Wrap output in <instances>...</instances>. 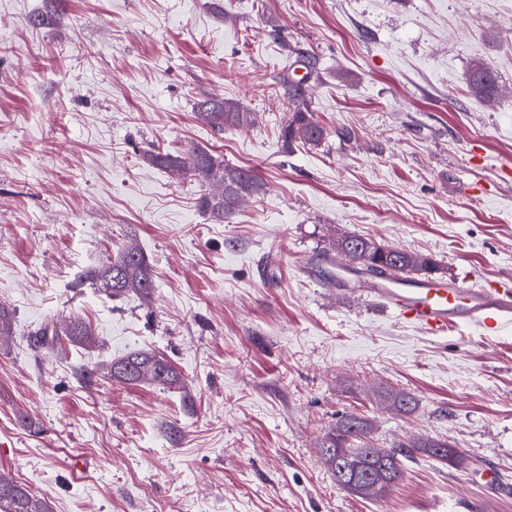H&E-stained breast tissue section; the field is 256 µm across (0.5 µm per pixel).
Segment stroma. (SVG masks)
Wrapping results in <instances>:
<instances>
[{"mask_svg": "<svg viewBox=\"0 0 512 512\" xmlns=\"http://www.w3.org/2000/svg\"><path fill=\"white\" fill-rule=\"evenodd\" d=\"M299 48L318 146L282 139ZM205 96L255 125L215 133ZM196 146L263 193L211 221L204 186L145 158ZM331 229L512 278V0H0V476L53 512H512V326L431 336L338 290ZM129 245L151 300L86 278ZM53 316L95 344H34ZM132 351L179 384L112 380ZM350 412L376 447L428 435L468 465L421 453L386 499L350 495L317 448ZM470 92L479 98H492L498 89L497 77L491 67L482 61L476 62L469 75ZM376 394L379 396L380 401L398 414H412L416 409L414 397L403 390L386 388L381 392L377 391Z\"/></svg>", "mask_w": 512, "mask_h": 512, "instance_id": "35a3bbf8", "label": "stroma"}]
</instances>
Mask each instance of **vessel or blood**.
Masks as SVG:
<instances>
[{"instance_id": "obj_1", "label": "vessel or blood", "mask_w": 512, "mask_h": 512, "mask_svg": "<svg viewBox=\"0 0 512 512\" xmlns=\"http://www.w3.org/2000/svg\"><path fill=\"white\" fill-rule=\"evenodd\" d=\"M359 285L361 295L385 305L398 320L435 336L452 325L496 330L512 322V281L487 280L471 287L432 277L392 282L369 275L360 277Z\"/></svg>"}]
</instances>
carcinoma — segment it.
<instances>
[{
    "label": "carcinoma",
    "mask_w": 512,
    "mask_h": 512,
    "mask_svg": "<svg viewBox=\"0 0 512 512\" xmlns=\"http://www.w3.org/2000/svg\"><path fill=\"white\" fill-rule=\"evenodd\" d=\"M297 55L306 70L305 77L284 75L278 82L281 95L290 105L282 128L283 139L288 146L296 142L318 146L327 132L315 120L307 104V80L317 73V59L301 49L297 50ZM469 87L470 92L479 98L488 99L495 95L497 77L488 64L482 61L473 64ZM195 116L219 134L228 128H246L256 122V113L224 97L198 101ZM147 160L162 169L217 187V191L200 196L198 205L219 223L231 218L243 200L262 193L265 188V183L254 170L231 167L206 147L197 146L182 153L151 151ZM326 240L328 244L324 253L334 252L344 257L360 274L392 279L409 273L429 274L435 267L434 260L427 254L390 247L371 238L334 233L327 235ZM86 278L110 297L132 292L147 298L153 289L151 267L144 254L133 248L122 251L117 258L88 273ZM92 336V328L80 319L62 323L52 318L34 332L35 341L41 345H55L62 337L72 343L85 344L92 340ZM110 373L112 379L125 384L153 382L173 385L179 382L176 371L163 357L143 351L112 361ZM377 395L398 414H411L416 409L414 397L403 390L386 388ZM372 432L370 420L350 413L342 416L319 443L321 456L330 461L328 469L336 481L350 480L355 474L364 473L366 484L383 483L380 489L366 494L368 499L387 497L402 476L404 461L416 452L425 453L452 468L466 465V458L445 440L422 436L395 448H375L369 442ZM0 512H51V508L25 485L0 477Z\"/></svg>",
    "instance_id": "carcinoma-1"
}]
</instances>
